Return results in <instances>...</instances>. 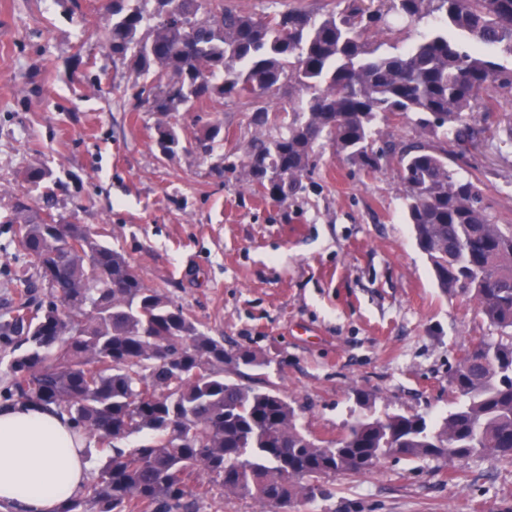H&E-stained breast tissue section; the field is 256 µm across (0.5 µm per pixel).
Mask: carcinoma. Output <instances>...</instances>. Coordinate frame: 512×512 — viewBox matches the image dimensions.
<instances>
[{
  "mask_svg": "<svg viewBox=\"0 0 512 512\" xmlns=\"http://www.w3.org/2000/svg\"><path fill=\"white\" fill-rule=\"evenodd\" d=\"M109 0L112 58L150 83L138 104L173 116L206 100L254 103L265 92L297 86L307 98L288 111L256 106L249 123L273 133L254 139L240 171L249 186L278 202L302 189L325 141L375 172L399 154L408 223L441 288L473 292L492 326L512 330V224H499L474 182L457 177L447 150L422 143L374 147L379 118L421 115L434 135L473 141L467 118L498 88L512 85L502 68L478 56L512 55V0H341L318 15L305 8L257 17L224 0ZM394 15L431 27L416 45L380 53L363 39ZM152 23L144 40L141 27ZM166 157L182 147L176 123L155 128ZM217 124L197 137L203 153L220 138ZM51 172L34 165L25 180L37 190ZM30 195L14 198L13 241L28 265L15 271L18 301L0 317V350L9 380L5 402L56 409L80 434L98 438L110 455L85 496L62 512H197L194 481L202 475L227 495L275 512L278 503L316 495L319 479L369 472L394 436L404 454L449 462L488 453L512 460V340H481L461 357L450 385L464 398L446 417L420 414L355 421L336 440L303 432L288 400L256 371L268 362L249 349L224 348L198 319L159 288H149L121 251L84 224L64 218ZM231 365L248 383L224 377ZM254 374L240 371V368ZM135 434L131 448L117 443Z\"/></svg>",
  "mask_w": 512,
  "mask_h": 512,
  "instance_id": "1",
  "label": "carcinoma"
}]
</instances>
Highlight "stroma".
I'll return each instance as SVG.
<instances>
[{
    "instance_id": "obj_1",
    "label": "stroma",
    "mask_w": 512,
    "mask_h": 512,
    "mask_svg": "<svg viewBox=\"0 0 512 512\" xmlns=\"http://www.w3.org/2000/svg\"><path fill=\"white\" fill-rule=\"evenodd\" d=\"M422 32L393 18L364 38L398 52ZM137 80L112 59L101 0H0V311L26 262L5 217L40 161L54 213L102 234L226 349L269 359L264 380L305 431L333 440L363 414L454 410L460 356L499 334L470 294L439 288L404 219L398 160L369 174L327 145L302 191L263 199L227 169L259 135L247 107L227 98L179 113L183 147L167 158L161 114L129 102ZM209 123L223 139L205 154L196 137ZM471 123L467 153L445 142L448 164L512 224V90ZM321 485L290 512H512V462L485 454H389Z\"/></svg>"
}]
</instances>
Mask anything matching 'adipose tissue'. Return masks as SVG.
<instances>
[{
  "instance_id": "adipose-tissue-1",
  "label": "adipose tissue",
  "mask_w": 512,
  "mask_h": 512,
  "mask_svg": "<svg viewBox=\"0 0 512 512\" xmlns=\"http://www.w3.org/2000/svg\"><path fill=\"white\" fill-rule=\"evenodd\" d=\"M87 480L84 442L67 417L26 402L0 408V501L19 512H60Z\"/></svg>"
}]
</instances>
